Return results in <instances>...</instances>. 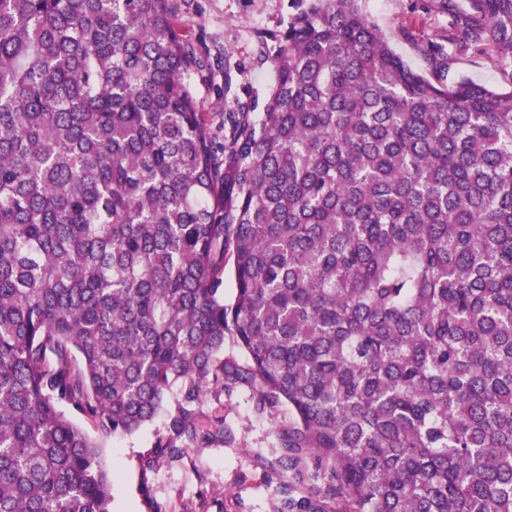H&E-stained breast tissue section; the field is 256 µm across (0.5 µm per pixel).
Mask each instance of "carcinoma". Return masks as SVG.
I'll return each mask as SVG.
<instances>
[{"label":"carcinoma","instance_id":"carcinoma-1","mask_svg":"<svg viewBox=\"0 0 512 512\" xmlns=\"http://www.w3.org/2000/svg\"><path fill=\"white\" fill-rule=\"evenodd\" d=\"M176 2L0 0V512H112L61 404L103 440L172 402L153 469L228 387L336 512H512V90L309 0L220 144ZM464 2L448 43L512 58V0Z\"/></svg>","mask_w":512,"mask_h":512}]
</instances>
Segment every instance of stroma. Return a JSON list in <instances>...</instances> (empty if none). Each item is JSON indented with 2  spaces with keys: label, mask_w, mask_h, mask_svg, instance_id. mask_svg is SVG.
Listing matches in <instances>:
<instances>
[{
  "label": "stroma",
  "mask_w": 512,
  "mask_h": 512,
  "mask_svg": "<svg viewBox=\"0 0 512 512\" xmlns=\"http://www.w3.org/2000/svg\"><path fill=\"white\" fill-rule=\"evenodd\" d=\"M305 0H179L182 29L201 50L205 66L194 83L200 110L216 136L234 97L265 102L273 81L271 60L291 17ZM366 16L414 70L447 86L468 79L512 88L507 61L473 52L453 54L435 73L422 47L445 44L449 18L429 11L427 0H360ZM232 89H225V76ZM204 423L223 420L229 435L205 448L187 449L181 461L153 471L143 465L167 415L159 413L138 432L104 441L100 450L112 476V512H278L287 473L279 465L276 435L288 425L287 407L264 413L246 387L207 395Z\"/></svg>",
  "instance_id": "stroma-1"
}]
</instances>
